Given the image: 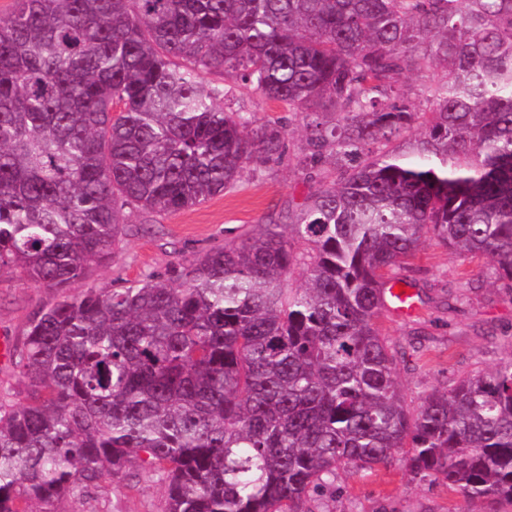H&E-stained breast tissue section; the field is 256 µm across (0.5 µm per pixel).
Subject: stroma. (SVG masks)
<instances>
[{"instance_id":"obj_1","label":"stroma","mask_w":512,"mask_h":512,"mask_svg":"<svg viewBox=\"0 0 512 512\" xmlns=\"http://www.w3.org/2000/svg\"><path fill=\"white\" fill-rule=\"evenodd\" d=\"M292 131L282 158L261 174L244 176L232 189L202 205L155 216L131 211L119 248L110 264L90 265L68 287H116L148 272L176 278L178 269L210 249L223 246L255 225L287 215L314 186L296 164L306 141V115L291 116ZM401 277L413 282L419 310L410 317L383 311L378 324L397 353L402 402L415 411L422 395L445 388L461 375L485 370L512 356V296L492 284L491 263L484 257L462 259L428 241ZM55 289L22 273H0V341L22 346L33 312L53 304ZM165 488L147 474L104 480L99 488L54 503L55 512H163ZM309 512H512V504L470 501L439 481L410 477L400 462L378 465L350 476L338 474L313 494Z\"/></svg>"}]
</instances>
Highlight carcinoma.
I'll list each match as a JSON object with an SVG mask.
<instances>
[{"label": "carcinoma", "mask_w": 512, "mask_h": 512, "mask_svg": "<svg viewBox=\"0 0 512 512\" xmlns=\"http://www.w3.org/2000/svg\"><path fill=\"white\" fill-rule=\"evenodd\" d=\"M211 71L336 114L306 126L299 159L336 179L177 284L35 311L23 397L0 399V512L133 467L164 482L165 512H307L338 472L397 454L414 478L512 502V357L411 414L376 326L427 240L489 258L512 294V0H16L0 23V272L65 288L112 260L126 210L188 209L278 160L289 129L226 108Z\"/></svg>", "instance_id": "1"}]
</instances>
